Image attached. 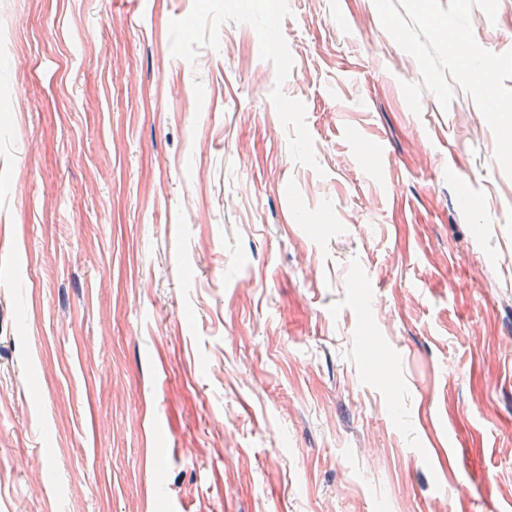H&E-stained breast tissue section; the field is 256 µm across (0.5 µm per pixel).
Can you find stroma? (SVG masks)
I'll use <instances>...</instances> for the list:
<instances>
[{"mask_svg":"<svg viewBox=\"0 0 512 512\" xmlns=\"http://www.w3.org/2000/svg\"><path fill=\"white\" fill-rule=\"evenodd\" d=\"M419 80L374 0H0V512H512V179Z\"/></svg>","mask_w":512,"mask_h":512,"instance_id":"35a3bbf8","label":"stroma"}]
</instances>
